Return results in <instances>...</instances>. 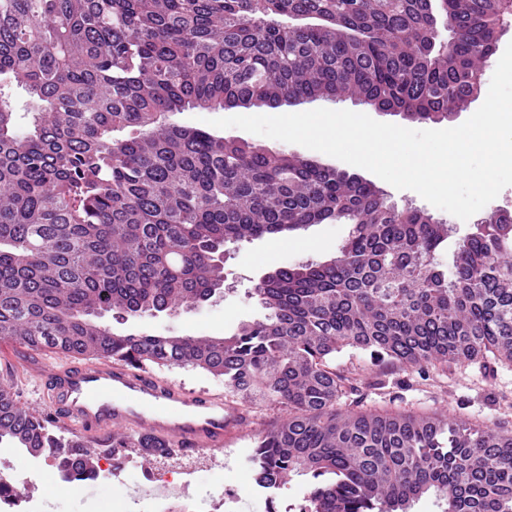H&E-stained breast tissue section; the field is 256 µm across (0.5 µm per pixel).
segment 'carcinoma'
Here are the masks:
<instances>
[{"mask_svg": "<svg viewBox=\"0 0 512 512\" xmlns=\"http://www.w3.org/2000/svg\"><path fill=\"white\" fill-rule=\"evenodd\" d=\"M502 0H0V338L65 356L192 367L245 407L287 417L258 437V482L314 479L301 512H512V433L488 422L363 409L345 347L404 372L512 367V216L452 228L345 171L168 122L185 107L353 99L413 121L459 112L501 36ZM33 104L24 131L7 92ZM130 128L119 139L113 131ZM350 225L339 254L275 270L264 319L229 337L115 333L100 323L206 302L223 253L310 224ZM78 436L0 383V443ZM114 448H155L130 436Z\"/></svg>", "mask_w": 512, "mask_h": 512, "instance_id": "obj_1", "label": "carcinoma"}]
</instances>
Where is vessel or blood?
<instances>
[{
  "label": "vessel or blood",
  "instance_id": "vessel-or-blood-1",
  "mask_svg": "<svg viewBox=\"0 0 512 512\" xmlns=\"http://www.w3.org/2000/svg\"><path fill=\"white\" fill-rule=\"evenodd\" d=\"M39 376L54 417L87 440L119 429L186 451H220L251 422L236 401L187 391L118 358L49 364Z\"/></svg>",
  "mask_w": 512,
  "mask_h": 512
}]
</instances>
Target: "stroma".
Instances as JSON below:
<instances>
[{
  "mask_svg": "<svg viewBox=\"0 0 512 512\" xmlns=\"http://www.w3.org/2000/svg\"><path fill=\"white\" fill-rule=\"evenodd\" d=\"M227 139H238L271 151L285 150L321 164L360 176L377 184L388 199L398 206H411L430 212L434 218L453 225L456 237L474 230L473 221H462L450 213L432 207L416 192L399 190L377 179L373 173L297 144L255 135L237 128L223 130ZM350 227L346 224H312L288 237L266 236L240 245L227 246L224 253V288L209 301L189 309L163 312L154 317L104 322L113 330L157 336L224 337L236 332L241 323L262 318L264 311L254 294L260 278L280 268H291L314 261L322 262L338 254L346 242ZM56 358L49 350L32 351L9 340L0 339V381L10 383L18 401L29 411L47 414L33 372ZM341 368L358 378V396L368 409L390 408L415 413L436 412L450 420L489 418L512 430V368L486 373L475 365H451L426 374L400 373L390 365L374 360L369 353L345 349L336 356ZM249 435L228 438L223 452L197 451L183 460L198 465L194 483L208 491L218 483L248 486L255 479L250 462L255 436L279 419V411L256 409L252 412ZM108 438L92 441L87 456L102 467L100 483L80 496L66 490L51 467H44L26 490L38 500H48L52 512H156L153 499L130 504L126 490L135 489L149 476L170 472L165 457H144L136 449L111 450ZM309 476L290 474L287 483L273 499L244 496L238 512H300L309 487Z\"/></svg>",
  "mask_w": 512,
  "mask_h": 512,
  "instance_id": "1",
  "label": "stroma"
}]
</instances>
